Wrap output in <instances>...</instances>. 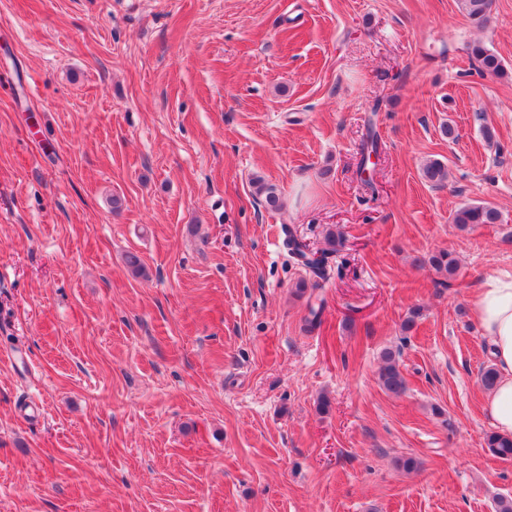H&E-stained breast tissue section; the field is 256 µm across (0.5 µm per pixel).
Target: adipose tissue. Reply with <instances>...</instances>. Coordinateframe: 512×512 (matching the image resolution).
<instances>
[{"label":"adipose tissue","instance_id":"adipose-tissue-1","mask_svg":"<svg viewBox=\"0 0 512 512\" xmlns=\"http://www.w3.org/2000/svg\"><path fill=\"white\" fill-rule=\"evenodd\" d=\"M473 308L498 372L485 408L496 430L512 435V273L489 277L475 294Z\"/></svg>","mask_w":512,"mask_h":512}]
</instances>
